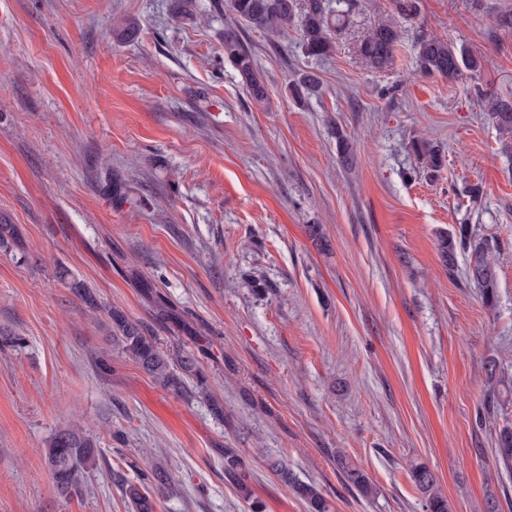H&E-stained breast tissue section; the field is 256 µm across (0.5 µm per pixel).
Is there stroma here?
Returning <instances> with one entry per match:
<instances>
[{
    "instance_id": "stroma-1",
    "label": "stroma",
    "mask_w": 512,
    "mask_h": 512,
    "mask_svg": "<svg viewBox=\"0 0 512 512\" xmlns=\"http://www.w3.org/2000/svg\"><path fill=\"white\" fill-rule=\"evenodd\" d=\"M487 3L419 0L408 18L355 0L320 59L296 30L243 29L260 105L224 56L230 0H188L181 18L175 0H0V220L24 241L0 248V512H132L124 486L146 454L169 475L157 512H251L224 477L228 448L265 512H307L269 455L332 512H426L418 463L452 512H512V469L494 453L512 402L487 371L512 377V138L474 93L512 96V30L496 24L512 0ZM382 22L401 38L376 69L359 47ZM423 35L484 69L424 74ZM305 72L320 91L299 100ZM420 138L440 172L413 152ZM463 226L447 268L438 236ZM478 243L497 259L490 306L466 276ZM114 308L170 355L194 353L209 397L162 388L122 353ZM75 419L100 462L63 497L44 450ZM340 455L374 496L347 485Z\"/></svg>"
}]
</instances>
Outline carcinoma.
<instances>
[{"mask_svg": "<svg viewBox=\"0 0 512 512\" xmlns=\"http://www.w3.org/2000/svg\"><path fill=\"white\" fill-rule=\"evenodd\" d=\"M352 7V0H230L235 15V23L224 27V55L240 75L249 96L262 103L266 98V87L252 54L244 47L240 26L246 25L264 31L272 37L284 35L288 28L300 32L302 45L307 55L322 57L330 54L333 48V35L336 28L346 22L348 11L336 10L333 2ZM400 40V32L391 23H380L363 38L360 53L375 68L387 66L393 58ZM417 58L421 69L429 75H438L450 82L468 70L480 71L483 58L470 51L458 49L448 42L423 36L416 43ZM320 81L312 74H303L291 85L294 95L302 98L319 90ZM491 119L499 130L512 133V101L507 98L484 95ZM414 151L422 156L427 165L436 170L443 160L440 150L428 142L418 141ZM21 247L17 230L10 224H0V247ZM438 250L448 268L455 266L456 241L450 235L438 239ZM468 278L480 289L484 302L493 304L498 288L495 264L484 247L472 250ZM113 339L129 358L162 387L177 394L186 393L183 378L196 381L197 388L207 389L208 380L199 369L197 359L190 352L177 357L181 375L170 370L168 353L159 347L156 340L145 335L140 325L128 320L124 314L114 310L110 313ZM496 454L505 464L512 463V427L503 428L497 437ZM99 450L94 439L84 432L78 423L57 431L46 448V459L52 480L59 494L67 497L82 491V475L98 461ZM336 463L347 484L356 488L363 496L376 493L374 485L363 470L350 459L339 456ZM268 469L290 485L302 498L308 512H331L329 502L313 484L301 482L288 470L286 464L276 458L267 461ZM224 476L233 482L240 494L252 497L246 483V465L234 448L224 449ZM412 480L426 499L427 512H451L450 505L443 496L435 474L424 464L415 466ZM125 493L134 512H156L155 491L134 484L126 486Z\"/></svg>", "mask_w": 512, "mask_h": 512, "instance_id": "1", "label": "carcinoma"}]
</instances>
